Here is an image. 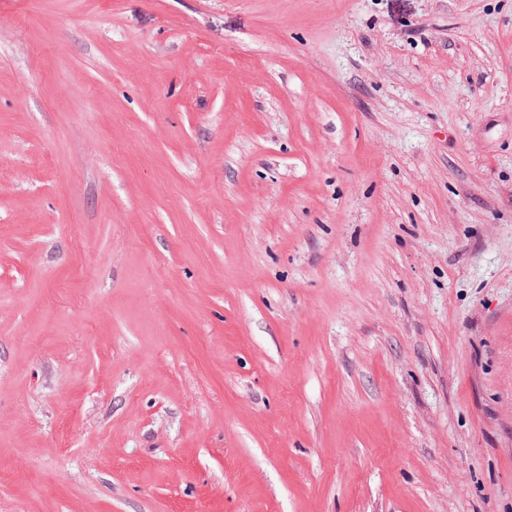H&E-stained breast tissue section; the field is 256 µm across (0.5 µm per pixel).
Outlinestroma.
Here are the masks:
<instances>
[{"label": "stroma", "mask_w": 512, "mask_h": 512, "mask_svg": "<svg viewBox=\"0 0 512 512\" xmlns=\"http://www.w3.org/2000/svg\"><path fill=\"white\" fill-rule=\"evenodd\" d=\"M0 512H512V0H0Z\"/></svg>", "instance_id": "stroma-1"}]
</instances>
